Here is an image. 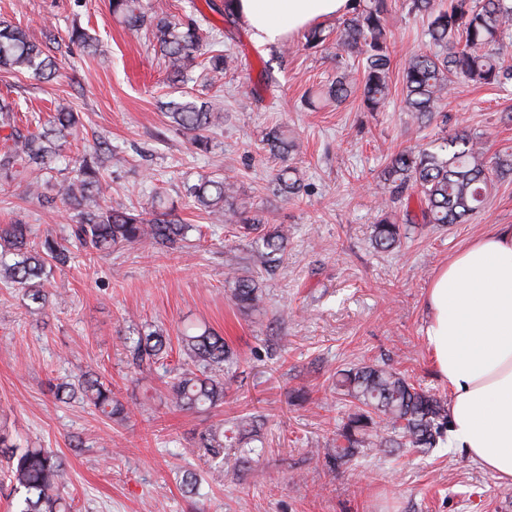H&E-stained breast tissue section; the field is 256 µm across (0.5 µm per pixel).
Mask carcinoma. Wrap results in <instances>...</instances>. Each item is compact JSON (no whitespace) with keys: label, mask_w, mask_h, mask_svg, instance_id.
Instances as JSON below:
<instances>
[{"label":"carcinoma","mask_w":512,"mask_h":512,"mask_svg":"<svg viewBox=\"0 0 512 512\" xmlns=\"http://www.w3.org/2000/svg\"><path fill=\"white\" fill-rule=\"evenodd\" d=\"M409 13L426 18V35L434 50L410 56L402 74V102L405 111L421 124L435 118L439 103L455 79L475 85L502 86L512 81V0H448L443 8L436 0H405ZM112 12L128 24L151 27L159 51L168 61L171 81H184L187 69L201 51L196 28L173 16L148 18L136 8L135 0H112ZM387 0H354L350 15L340 23L338 47L361 58L363 77L361 99L364 108L376 112L390 94V35L385 24ZM0 67L24 71L37 80L50 81L57 71L55 56L29 40L25 32L0 20ZM351 94L349 73L344 72L328 88L338 102ZM167 116L177 129L194 136L200 148L207 145L199 132L220 123L224 113L198 106L186 96L165 103ZM79 129V114L60 107L46 122L20 127L16 105L0 101V173L25 184V192L43 195L44 176L60 156L67 138ZM270 153L282 158L295 149L280 130L265 138ZM512 175V153L487 155L480 137L466 130L446 132L431 148H409L392 155L382 174L381 217L373 225L371 241L383 251L400 247L403 225L463 224L486 204L497 179ZM98 162L83 160L76 177L60 185L58 193L75 214L66 238L46 235L31 241L26 224L0 225V282L16 288L31 302L44 305L43 276L47 265L66 268L73 249L111 254L124 245H148L153 249H174L192 224H181L168 213L147 215L122 207L102 209L97 200L104 195ZM296 170L285 167L276 177V189L286 196L301 191ZM186 193L198 208L217 223L235 221L245 233L259 232L258 244L266 256L284 255L288 233L283 228L266 229L268 218L249 214L236 200L233 183L225 179L202 178L187 186ZM416 201L418 212L409 209ZM232 300L243 312L257 311L263 293L256 282L234 269ZM187 359L167 382V401L175 409H208L224 403L230 373L237 358L224 337L209 330L178 336ZM169 338L158 331L124 337L128 362L141 368L162 358ZM336 386L348 397L352 408L346 422L336 430L335 446L328 449V463H348L361 448H433L448 429V399L415 387L405 376L378 365H362L342 373ZM58 401L81 399L101 415L124 418L127 411L112 392L111 385L97 372L87 370L73 381L52 386ZM260 440L251 419L242 418L232 435L224 425L201 432L199 447L213 457L224 448ZM12 461L7 479L16 497L15 512H69L71 505L61 494L64 463L50 448L11 447Z\"/></svg>","instance_id":"obj_1"}]
</instances>
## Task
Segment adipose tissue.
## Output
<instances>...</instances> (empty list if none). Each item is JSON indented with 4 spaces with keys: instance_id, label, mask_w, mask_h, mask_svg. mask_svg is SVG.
I'll use <instances>...</instances> for the list:
<instances>
[{
    "instance_id": "ef3b65f1",
    "label": "adipose tissue",
    "mask_w": 512,
    "mask_h": 512,
    "mask_svg": "<svg viewBox=\"0 0 512 512\" xmlns=\"http://www.w3.org/2000/svg\"><path fill=\"white\" fill-rule=\"evenodd\" d=\"M352 0H233L261 45L341 16ZM425 338L447 385L452 441L512 481V225L458 253L432 279Z\"/></svg>"
}]
</instances>
